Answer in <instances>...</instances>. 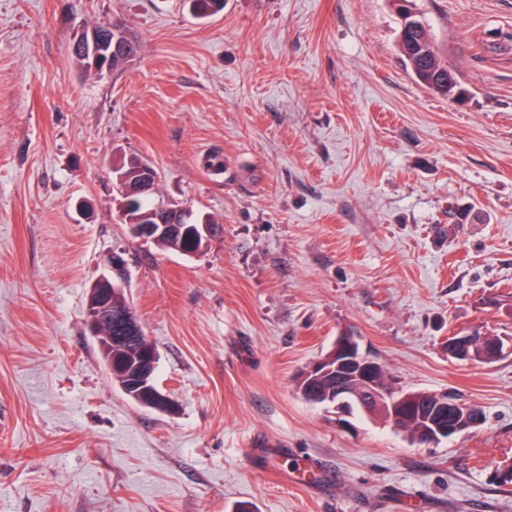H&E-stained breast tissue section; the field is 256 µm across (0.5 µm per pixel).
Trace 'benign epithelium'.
<instances>
[{"instance_id": "7a95c632", "label": "benign epithelium", "mask_w": 512, "mask_h": 512, "mask_svg": "<svg viewBox=\"0 0 512 512\" xmlns=\"http://www.w3.org/2000/svg\"><path fill=\"white\" fill-rule=\"evenodd\" d=\"M132 35L125 26L114 20L99 27H93L85 31L83 42L89 46L94 56L99 58L102 69L111 73L110 62L112 53L126 48ZM157 177L152 170L143 172L138 178L132 180L127 190V198L124 206L129 208L138 198L153 190ZM195 211L187 204L177 206L159 205L156 207L155 223L141 229H134L133 235L146 238L148 235L158 237L166 232L171 224H192L194 223ZM109 277L115 288L123 285L125 275V263L121 255L114 253L108 261ZM90 294L96 296V301L90 304L86 310V323L91 336L96 339L99 346L106 348L112 343V337L101 332L102 327L112 322V310L109 303L99 298L97 284H92ZM336 362L332 365L320 359L310 368L314 372L322 370L328 372L336 371V377L344 381L336 396V404L333 408L340 416H351L356 410L362 411L363 415L372 418V405L379 407L384 404V397L377 393L378 386L375 385L374 375L378 371L379 363L373 358L366 357L361 353L359 344L354 336L349 333L337 336L334 344ZM461 426L450 422L448 424L430 423V426L421 430L420 442L433 444L445 440L450 435L460 432Z\"/></svg>"}]
</instances>
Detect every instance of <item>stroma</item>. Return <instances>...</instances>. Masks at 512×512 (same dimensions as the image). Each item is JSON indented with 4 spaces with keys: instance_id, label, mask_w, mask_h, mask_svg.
Segmentation results:
<instances>
[{
    "instance_id": "obj_1",
    "label": "stroma",
    "mask_w": 512,
    "mask_h": 512,
    "mask_svg": "<svg viewBox=\"0 0 512 512\" xmlns=\"http://www.w3.org/2000/svg\"><path fill=\"white\" fill-rule=\"evenodd\" d=\"M465 90L422 85L395 0H0V512H512V0H412ZM140 51L86 73L78 33ZM220 224L189 258L132 237L115 169ZM123 252L164 412L85 321ZM481 424L435 444L307 402L341 333ZM84 32L85 37L83 42L85 45L89 46L95 58H99V66L101 64L103 65L102 69L106 74L111 73L109 66L111 59L112 72H114L130 62L137 55H135V53L137 52L139 42L135 40V43L130 47L127 54L114 55L112 58L113 52L125 49L128 41L132 40V35L126 30L125 26L117 20H113L112 23H106L99 27L84 30ZM110 46L111 48L105 52L104 49ZM131 52L133 56H130ZM141 164L151 165L150 163L142 161L138 158H130L120 168L115 170V179L117 185L116 188L119 189L118 191L120 193L121 200L125 197V194L127 193V198L124 202L125 210L131 207L133 203L137 201L141 195L151 192L154 188V185L157 182V177L155 173L151 169H148L147 171L143 172L137 179L132 180L130 187L126 192V183L118 180L121 176L124 175H131L133 178L135 176L134 174L138 171Z\"/></svg>"
}]
</instances>
